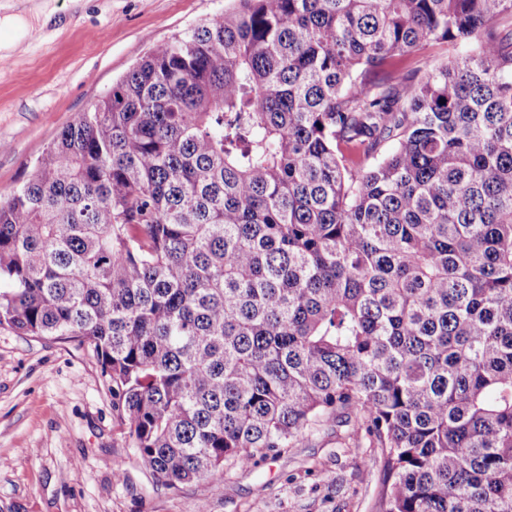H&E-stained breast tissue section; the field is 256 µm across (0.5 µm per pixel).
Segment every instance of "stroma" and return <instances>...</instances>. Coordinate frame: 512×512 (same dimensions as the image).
Returning <instances> with one entry per match:
<instances>
[{
  "mask_svg": "<svg viewBox=\"0 0 512 512\" xmlns=\"http://www.w3.org/2000/svg\"><path fill=\"white\" fill-rule=\"evenodd\" d=\"M64 20L0 54V199L150 49L230 8V0H48ZM314 427L277 457L225 466L218 487L168 488L112 412L91 348L0 326V512H377L376 448Z\"/></svg>",
  "mask_w": 512,
  "mask_h": 512,
  "instance_id": "35a3bbf8",
  "label": "stroma"
}]
</instances>
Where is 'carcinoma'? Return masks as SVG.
<instances>
[{"label": "carcinoma", "mask_w": 512, "mask_h": 512, "mask_svg": "<svg viewBox=\"0 0 512 512\" xmlns=\"http://www.w3.org/2000/svg\"><path fill=\"white\" fill-rule=\"evenodd\" d=\"M233 2L0 202V326L91 348L168 487L344 415L378 512H512V0ZM458 51L456 46L451 44L426 47L419 52L411 55L400 65V74H406L416 71L415 81L421 80L427 74L432 65L444 63L448 57L454 55Z\"/></svg>", "instance_id": "cac0c4a2"}]
</instances>
